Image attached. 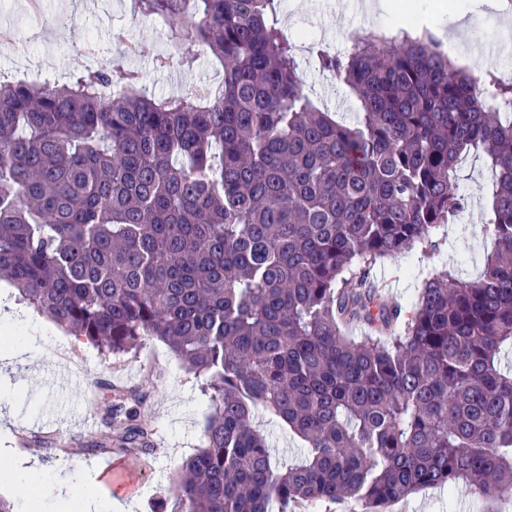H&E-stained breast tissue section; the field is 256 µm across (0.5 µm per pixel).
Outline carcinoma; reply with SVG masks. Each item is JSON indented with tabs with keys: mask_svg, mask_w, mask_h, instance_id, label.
Wrapping results in <instances>:
<instances>
[{
	"mask_svg": "<svg viewBox=\"0 0 512 512\" xmlns=\"http://www.w3.org/2000/svg\"><path fill=\"white\" fill-rule=\"evenodd\" d=\"M180 56L206 46L218 85L146 94L138 71L0 80V280L104 355L164 343L200 382L202 448L171 512H295L425 488L512 498V84L458 68L429 33L371 32L320 68L355 124L304 90L277 0H135ZM495 102L500 112L490 111ZM481 155L494 249L472 279L429 278L410 311L367 269L422 245L466 205ZM371 334L355 341L352 323ZM110 397L89 455H149L148 393ZM263 410L307 444L277 462Z\"/></svg>",
	"mask_w": 512,
	"mask_h": 512,
	"instance_id": "obj_1",
	"label": "carcinoma"
}]
</instances>
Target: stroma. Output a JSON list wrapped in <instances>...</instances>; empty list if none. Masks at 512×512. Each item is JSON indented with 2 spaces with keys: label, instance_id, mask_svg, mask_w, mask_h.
<instances>
[{
  "label": "stroma",
  "instance_id": "1",
  "mask_svg": "<svg viewBox=\"0 0 512 512\" xmlns=\"http://www.w3.org/2000/svg\"><path fill=\"white\" fill-rule=\"evenodd\" d=\"M353 0H282L279 20L296 46L304 89L320 109L354 122L359 110L356 97L342 83L328 81L306 51L308 42L330 45L336 53L350 49L353 38L371 31L392 32V15L367 17L352 5ZM467 9L470 33L460 41L450 60L475 75L492 73L512 82V53L498 50L504 20H512V0H497L499 7L487 10L474 0H456ZM41 24L26 22L28 0H12L9 11L0 12V27L17 26L18 43L0 41V77L40 74L65 83L71 72L88 64L122 60L141 72L148 94H179L202 84L220 81L223 69L208 49L193 46L192 68L173 66L156 69L160 55H175L167 38V27L158 18L142 17L133 0H43ZM94 39V57L76 54V47ZM468 206L451 224L435 232L442 239L440 250L411 252L377 262L368 274L369 284H384L388 299L411 308L423 280L444 268L466 276L476 275L493 246L484 227L490 218V202L481 187L490 178L482 157L468 155L456 171ZM24 349L11 363L0 361V446L18 447L29 432L52 436L56 431L73 435L68 451L46 458L48 472L60 484L78 488L83 467L97 463L128 467L133 483L126 495L135 512H161L174 492V478L182 464L201 442L207 399L192 374L163 345L149 346L139 353L106 358L90 344L72 340L63 345L51 333L23 332ZM125 385H154L155 390L141 410L142 418L155 430L160 448L153 457L86 455L80 440L94 438L96 431L83 425L85 391L102 376ZM389 512H512V499L482 501L466 490L448 492L434 487L393 504Z\"/></svg>",
  "mask_w": 512,
  "mask_h": 512
}]
</instances>
